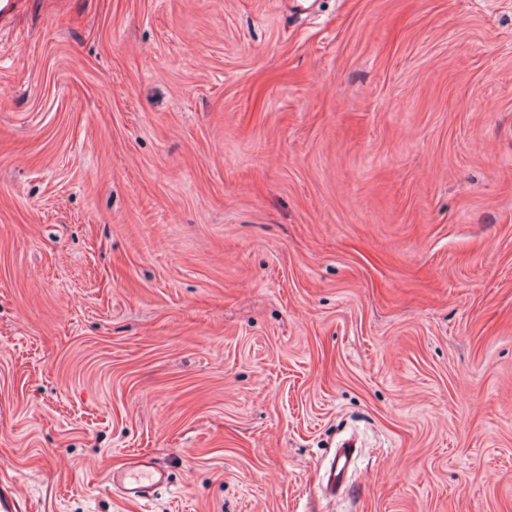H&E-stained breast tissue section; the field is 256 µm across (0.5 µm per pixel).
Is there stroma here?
<instances>
[{"label": "stroma", "mask_w": 512, "mask_h": 512, "mask_svg": "<svg viewBox=\"0 0 512 512\" xmlns=\"http://www.w3.org/2000/svg\"><path fill=\"white\" fill-rule=\"evenodd\" d=\"M0 483L512 512V0H0ZM354 445L349 441L340 444L336 450V460L330 470L328 484L331 488L341 487L346 483L347 475L353 464ZM167 480L165 468L148 457L132 466L114 469L109 475L110 484L125 499L134 502L150 499L156 489L167 484Z\"/></svg>", "instance_id": "obj_1"}]
</instances>
